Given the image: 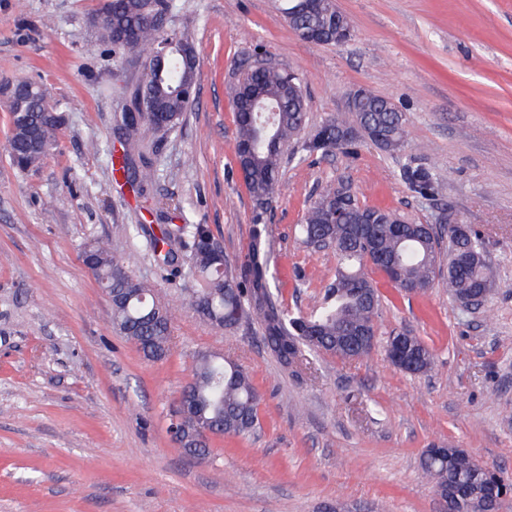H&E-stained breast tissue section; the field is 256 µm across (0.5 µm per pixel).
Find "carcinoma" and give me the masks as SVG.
I'll return each instance as SVG.
<instances>
[{
    "instance_id": "obj_1",
    "label": "carcinoma",
    "mask_w": 512,
    "mask_h": 512,
    "mask_svg": "<svg viewBox=\"0 0 512 512\" xmlns=\"http://www.w3.org/2000/svg\"><path fill=\"white\" fill-rule=\"evenodd\" d=\"M111 11L106 26H97L104 41L119 49L149 53V72L145 74L143 113L130 118L131 129L140 141L162 131L155 113L167 114V125L179 123L191 98L187 86L193 70L187 58L195 46L185 33L159 35L151 15L167 10L165 0H108L103 5ZM278 11L295 34H319L323 43L336 42V29L353 27L352 21L336 14L333 3L322 0L316 14H303L297 0H280ZM250 95L237 84L232 89L233 112L237 125L236 159L244 169L243 177L254 204V236L249 248L243 277L235 275L213 248L215 238L203 224H181L150 242L155 252L163 253V263L175 265V254L163 250L165 242L192 240L190 253L184 258L188 275L195 284L189 295L197 314L219 328L231 329L255 316L262 322L266 346L283 365L296 366L305 353L329 355L342 361L370 356L377 341L352 347L351 334L375 329L381 298L368 269L383 272L392 285L406 293L418 289L423 293L442 279L454 300L465 304L481 287L487 266L485 241L475 232L462 237L457 227L427 228L409 221L392 210L360 206L354 196L338 203L339 187L325 189L310 203L300 224L303 242L311 246L326 235L335 242L336 277L320 305L308 316H295L280 307L268 287L266 270L268 251L261 226L263 206L269 205L279 191V173L288 146L304 151L332 154L344 152L352 143L368 140L389 152H399L407 143L405 114L375 96L364 97L362 107L351 112L346 121L331 115L318 125L309 138L302 137L308 123L307 104L300 81L290 83L285 69H250L244 76ZM29 123L40 129L44 144L55 142L58 127L41 122L42 113L55 108L44 97L29 104ZM409 188L420 195H434L441 190L440 177L427 169L407 171ZM367 214L379 223L378 249L373 251L354 238V218ZM448 250L467 246L474 261L464 269L448 267L442 273L441 257ZM94 257V276L111 289L122 292V299L112 306V323L127 339L134 342L151 360L165 357L171 338L174 308L155 299L152 288L136 278L128 265L99 241L85 246ZM400 343L415 367L412 374H424L434 365V354L424 342L409 332L389 336L383 345L388 359ZM192 406L181 410L177 427L192 435L200 425L212 428L214 435L250 437L260 428V397L248 372L235 360L202 354L198 357L191 380L183 388ZM422 472L442 486L450 481L469 491L464 500L467 512H478L487 492H512V481L500 484L501 472L490 469L462 448H450L448 454L422 456Z\"/></svg>"
}]
</instances>
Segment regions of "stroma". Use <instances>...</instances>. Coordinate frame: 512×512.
I'll use <instances>...</instances> for the list:
<instances>
[{
  "instance_id": "obj_1",
  "label": "stroma",
  "mask_w": 512,
  "mask_h": 512,
  "mask_svg": "<svg viewBox=\"0 0 512 512\" xmlns=\"http://www.w3.org/2000/svg\"><path fill=\"white\" fill-rule=\"evenodd\" d=\"M102 3L0 0V85L36 80L64 116L49 154L19 171L0 93V512H440L420 468L434 444L512 479V0H335L354 35L329 45L300 40L275 0H169L164 30L188 33L200 66L181 121L140 147L154 171L140 192L113 180L112 159L127 149L121 116L148 58L100 40L92 18ZM258 49L298 74L310 125L348 114L367 90L405 113L409 133L399 152L298 149L283 165L263 215L281 306L311 313L334 277V252L298 232L327 185L484 236L496 288L479 310L445 283L414 295L371 274L378 342L411 331L433 350L431 371L402 372L379 351L349 362L311 352L284 368L260 322L203 321L179 298L188 280L170 278L149 250L166 228L205 224L243 274L254 205L227 91ZM410 168L437 173L442 195L412 192ZM95 240L159 301L179 299L166 359L146 360L114 329L82 261ZM213 352L252 375L262 431L211 437L198 457L168 426L197 356Z\"/></svg>"
}]
</instances>
